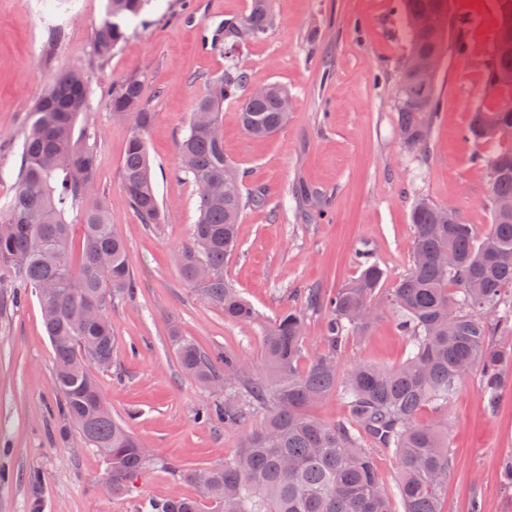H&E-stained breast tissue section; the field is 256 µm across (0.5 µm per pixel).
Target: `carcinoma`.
<instances>
[{"mask_svg": "<svg viewBox=\"0 0 512 512\" xmlns=\"http://www.w3.org/2000/svg\"><path fill=\"white\" fill-rule=\"evenodd\" d=\"M148 0H107L96 26L93 50L100 60L112 56L126 38L127 22L140 16ZM444 0H404L406 16L436 17L448 26ZM274 26L273 0H251L248 13L226 19L211 38L219 52L264 37ZM411 50L443 49L435 32H410ZM501 85L499 105L486 111L497 124L512 125V27L499 26L486 64V83ZM248 74L234 61L213 78L208 93L190 113L188 133L177 144L179 172L199 188L196 224L177 250L178 272L185 283L224 320L251 325L258 313L224 278V262L238 248L237 230L246 206L265 204L261 190L243 193L224 153L219 112L224 101L238 97ZM287 87L273 84L269 96L247 97L240 108L246 134L264 138L288 121L277 108ZM87 77L65 70L29 114L20 145L21 164L15 190L0 204V289L18 304L26 290L38 297L53 351V386L60 397L57 411L62 436L77 434L85 448L112 458L105 486L114 497L127 481L145 469L153 455L112 411L96 376L112 369L115 338L109 312L114 301L132 292V271L125 240L110 223L97 187V158L77 131L88 111ZM106 106L117 117L130 118L135 130L122 162V186L143 224H158L161 208L143 133L152 120L142 102L141 81L130 78L112 87ZM397 112L402 142L426 137L437 117L435 94L409 91L401 74ZM491 228L477 238L464 222L439 224L441 208L421 199L412 209L415 227L412 264L387 289L384 272L368 259L359 277L329 292H314L309 308L327 313L321 352L307 366L304 316L290 311L277 318L263 336V375L240 356L226 351L212 357L192 339L171 327L170 340L182 372L209 388L224 386V399L202 406V415L226 424L245 421L251 411L265 415L245 438L242 448L224 463L187 470L181 477L197 483L198 475L224 488L219 512H393L388 490L378 475L372 450H394L400 478L397 493L403 512H445L451 459L448 421L432 426L417 422L420 408L432 405L445 413L462 379L475 372L484 403L497 406L501 370L512 355L493 346L512 338V175L490 177ZM80 212V224L67 215ZM82 237L80 258L70 244L74 229ZM397 313L411 350L397 367L357 362L340 373L349 342L365 334L381 308ZM336 393L348 418L325 424L308 409ZM145 512H200L197 499L167 496L152 499Z\"/></svg>", "mask_w": 512, "mask_h": 512, "instance_id": "cac0c4a2", "label": "carcinoma"}]
</instances>
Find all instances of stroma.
Segmentation results:
<instances>
[{"label":"stroma","instance_id":"stroma-1","mask_svg":"<svg viewBox=\"0 0 512 512\" xmlns=\"http://www.w3.org/2000/svg\"><path fill=\"white\" fill-rule=\"evenodd\" d=\"M106 0H0V199L14 191L29 113L58 72L79 68L90 86L84 125L95 130L99 187L110 219L124 237L134 276L132 295L111 316L118 347L110 371L98 374L102 395L160 463L112 497L105 466L91 448L61 440L53 352L37 296L0 310V512H32L29 485L38 481L43 512H142L148 500L199 497L177 471L223 463L260 422L226 427L199 417L209 393L181 372L170 326L209 353L234 351L261 363L262 328L288 311L303 313L307 351L322 345L324 313L308 310L314 290H333L358 277L362 256L375 261L384 287L411 264L419 198L453 204L476 236L490 229L489 172L493 143L464 130L476 108L493 109L485 92L486 62L499 22V0H451L455 34L469 45H447L436 79L438 115L426 145L400 143L396 88L409 53L401 0H276V23L263 38L237 46L232 58L212 49L213 30L249 10L250 0H151L129 21L112 58L97 61L95 27ZM235 60L249 84L287 85V124L265 139L247 135L239 103L221 114L224 151L246 190H264V206L245 207L239 250L224 273L258 311L240 325L200 300L179 276L173 254L196 218L198 189L180 175L177 143L209 79ZM136 78L153 118L144 133L163 210L158 224L140 223L121 182L131 121L106 108L113 84ZM407 338L388 309L365 338L350 342L342 368L365 362L402 363ZM495 411L481 399L478 374L464 377L447 415L423 406L424 425L447 418L452 469L446 512H467L479 496L484 512H512L503 469L512 460V364Z\"/></svg>","mask_w":512,"mask_h":512}]
</instances>
